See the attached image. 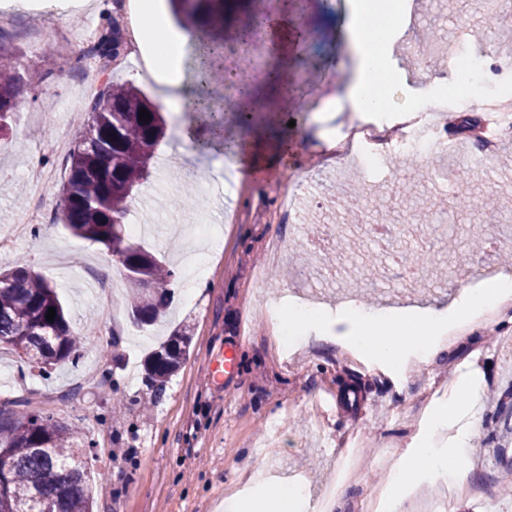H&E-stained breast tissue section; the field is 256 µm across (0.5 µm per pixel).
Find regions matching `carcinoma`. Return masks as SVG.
Wrapping results in <instances>:
<instances>
[{"mask_svg": "<svg viewBox=\"0 0 512 512\" xmlns=\"http://www.w3.org/2000/svg\"><path fill=\"white\" fill-rule=\"evenodd\" d=\"M175 23L196 35L202 50L195 75L194 98L185 133L202 151L211 140L200 135V121L210 110L213 72L209 60L223 48L212 28L224 13V0H168ZM95 51L114 58L121 54L119 27L105 18ZM31 61H0V134L9 130L21 88L20 71ZM145 109L151 119L139 120ZM164 137V119L145 93L129 83L109 85L103 101L94 104L92 123L70 154L69 173L62 188V224L72 235L103 245L123 256L126 284L134 288L130 311L138 326L151 324L171 297L175 270L163 258L133 240L128 231L129 203L149 176V167ZM153 284L160 292L152 299L143 293ZM54 321L46 319L48 309ZM28 353L40 371L49 372L64 362L76 363L83 343L72 330L55 289L40 275L24 267L0 269V346ZM189 355V338L176 333L154 353L146 365V386L152 398L164 393L170 377ZM25 410L18 411L16 407ZM25 400L0 406V449L11 459L0 477V495H7L21 512H36L35 496L59 498L58 512H92L93 488L83 460L93 443L77 442L74 431L40 410L28 409Z\"/></svg>", "mask_w": 512, "mask_h": 512, "instance_id": "1", "label": "carcinoma"}]
</instances>
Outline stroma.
Returning a JSON list of instances; mask_svg holds the SVG:
<instances>
[{"mask_svg":"<svg viewBox=\"0 0 512 512\" xmlns=\"http://www.w3.org/2000/svg\"><path fill=\"white\" fill-rule=\"evenodd\" d=\"M275 13L290 25L288 41L275 47L256 36L247 54L217 62L211 118L223 123L225 139L241 140L248 165L234 170L223 142L205 154L193 152L165 112L166 137L151 177L131 211V221L152 225L141 243L175 266L174 300L154 325L136 326L125 295L115 305L100 303L98 281L118 264L102 245L71 235L60 221L67 179L62 132L78 144L90 121L88 91L108 82L131 83L160 104L162 89L139 60L110 74L99 71L85 32L97 29L113 0H0V47L23 60L22 93L11 135L0 139V266H20L55 286L73 330L89 340L76 364L33 376L25 358L0 349V403L26 399L100 447L87 465L94 512H224V499L242 489L277 496L282 481L298 477L304 495L319 506L324 488L336 479L345 454L353 474L336 512H367L373 492L387 488L391 469L427 432L428 413L462 378L481 383L480 430L469 449L468 474L483 487L479 496L455 494L450 512H512V493L502 480L512 474V309L496 322L476 324L450 349L404 376L372 356L354 360L342 348L314 344L284 354L256 300H278L291 292L298 273L323 264L326 255L343 261L334 293L373 311L388 309L382 295L380 250L348 229L342 200L356 197L366 220L427 224L439 228L428 242L414 279L401 267L392 273L402 293L420 307L440 309L469 282L468 264L485 258L512 277L502 252L483 246L486 224L512 225V136L499 144L483 171L468 161V128L481 117L476 98L467 106L446 101L448 124L463 133L465 148L447 159L403 156L396 175L347 161L346 173L320 149L322 132L340 134L349 113L317 112L290 122L283 111L284 86L310 100L329 95L348 78L353 62L342 49L348 11L339 0H275ZM499 0L474 12L468 0H420L421 23L393 44V60L409 86L424 89L428 76L466 82L470 54L493 60L484 91L512 92V23L500 19ZM50 39L34 51L31 33ZM447 38V52L430 65L411 57L408 41L431 45ZM49 175L40 191L25 179L32 166ZM303 178L289 222L267 223L279 201L276 179L289 170ZM42 221L15 232L32 207ZM334 224L342 237L324 249L309 248L306 226ZM285 244L274 263L266 245ZM178 328L190 334V355L152 400L143 362ZM235 350L231 377L217 374L224 353ZM264 458L280 478L251 484L252 466Z\"/></svg>","mask_w":512,"mask_h":512,"instance_id":"1","label":"stroma"}]
</instances>
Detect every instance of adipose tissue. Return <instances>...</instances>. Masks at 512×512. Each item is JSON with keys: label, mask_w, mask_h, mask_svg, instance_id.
<instances>
[{"label": "adipose tissue", "mask_w": 512, "mask_h": 512, "mask_svg": "<svg viewBox=\"0 0 512 512\" xmlns=\"http://www.w3.org/2000/svg\"><path fill=\"white\" fill-rule=\"evenodd\" d=\"M381 15L390 30L402 29L407 18L404 0H353L344 30L345 51L354 61V73L340 85L330 99L335 111L350 108L357 114L383 111L385 106L399 110L426 103L429 92L409 89L395 80L384 95H377L375 78L387 73L391 40L372 39L364 25L366 19ZM147 24V39L155 46L151 65L160 69L163 81L172 87L182 85V62L197 43L187 32L171 33L164 17L151 6L140 8ZM512 296V277L501 276L483 285L462 290L445 311L418 308H394L373 312L359 305H346L336 311L289 309L283 326L292 335H323L338 329L339 341L349 349L380 359L398 374L408 372L415 362L430 360L445 352V331L449 322L478 319L495 310ZM480 387L466 384L453 392L429 413V428L421 447L404 454L394 465L395 481L390 487L392 512H400L405 488L414 482L433 480L437 473L452 474L464 470L468 447L480 420Z\"/></svg>", "instance_id": "ef3b65f1"}]
</instances>
